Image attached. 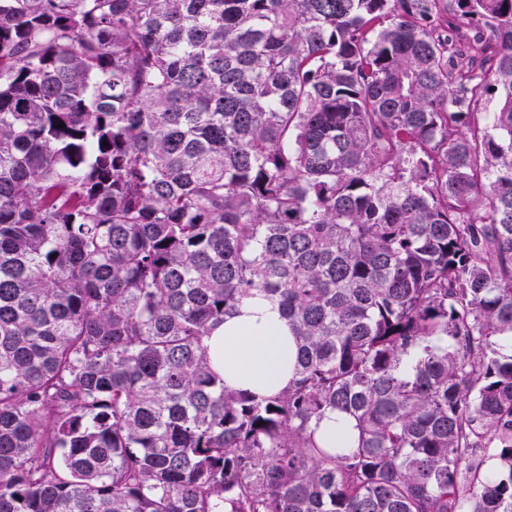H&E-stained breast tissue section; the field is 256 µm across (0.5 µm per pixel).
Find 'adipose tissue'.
<instances>
[{
	"instance_id": "ef3b65f1",
	"label": "adipose tissue",
	"mask_w": 512,
	"mask_h": 512,
	"mask_svg": "<svg viewBox=\"0 0 512 512\" xmlns=\"http://www.w3.org/2000/svg\"><path fill=\"white\" fill-rule=\"evenodd\" d=\"M213 370L232 389L271 395L292 377L295 344L276 304L247 301L207 339Z\"/></svg>"
}]
</instances>
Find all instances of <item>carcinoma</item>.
<instances>
[{"label":"carcinoma","instance_id":"cac0c4a2","mask_svg":"<svg viewBox=\"0 0 512 512\" xmlns=\"http://www.w3.org/2000/svg\"><path fill=\"white\" fill-rule=\"evenodd\" d=\"M511 335L512 0H0V512H512ZM213 370L232 389L271 395L292 377L295 344L276 304L247 301L207 339ZM318 435L325 441L336 446V440L343 441L353 434V423L344 414L328 413L318 424Z\"/></svg>","mask_w":512,"mask_h":512}]
</instances>
